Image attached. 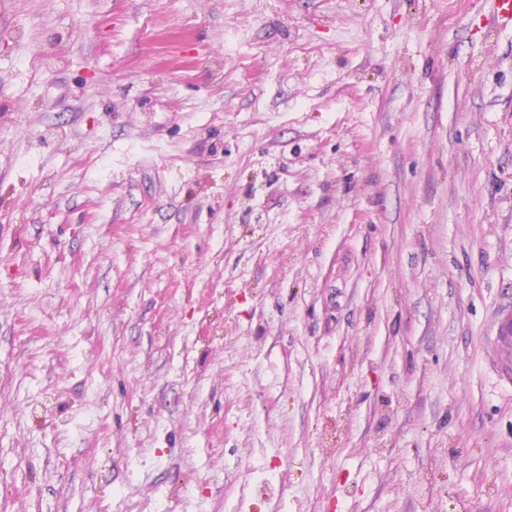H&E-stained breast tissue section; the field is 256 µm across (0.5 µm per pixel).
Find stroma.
<instances>
[{
    "mask_svg": "<svg viewBox=\"0 0 512 512\" xmlns=\"http://www.w3.org/2000/svg\"><path fill=\"white\" fill-rule=\"evenodd\" d=\"M487 8L0 0V512H512Z\"/></svg>",
    "mask_w": 512,
    "mask_h": 512,
    "instance_id": "1",
    "label": "stroma"
}]
</instances>
